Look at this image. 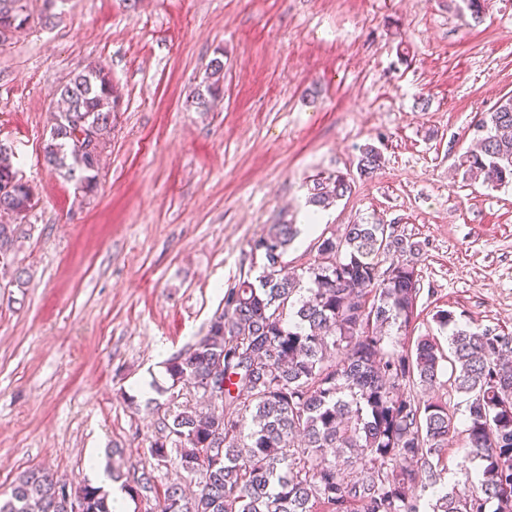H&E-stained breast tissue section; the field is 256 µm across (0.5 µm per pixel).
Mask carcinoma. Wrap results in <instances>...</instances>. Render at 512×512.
<instances>
[{"label": "carcinoma", "mask_w": 512, "mask_h": 512, "mask_svg": "<svg viewBox=\"0 0 512 512\" xmlns=\"http://www.w3.org/2000/svg\"><path fill=\"white\" fill-rule=\"evenodd\" d=\"M66 0H42L49 26ZM489 0H450L449 7L479 21ZM32 19L29 0H0V46ZM224 63L207 66L195 108L208 110L223 91ZM62 110L42 147L47 167L76 183L82 196L97 191L100 157L79 147L94 132L107 149L117 95L112 74L92 66L59 89ZM476 131L480 146L464 155L463 179L499 188L512 185V96L501 98ZM15 152L0 145V270L13 269L16 246L28 235L35 206L18 176ZM372 145L357 170L372 177L381 167ZM352 191L343 175L316 179L310 205L325 208ZM294 224L272 225L255 239L262 274L238 280L224 294L204 336L167 361V414L159 419L151 454L159 462L176 449L180 465L200 475L191 497L174 483L157 512H512V333L479 325L460 328L454 312L434 321L448 328L449 352L435 338L410 346L384 335L416 321L420 244L385 224H346L341 234L315 242L313 263L291 275L283 256L296 239ZM390 261L388 267L383 262ZM451 364L443 382L442 361ZM444 386L468 396L467 455L483 463L482 479L464 490L423 492L442 481L443 455L454 430L447 399L416 398L409 386ZM190 386L206 403L178 402ZM65 482L32 469L14 482L0 512H67ZM83 512H112L100 489H82Z\"/></svg>", "instance_id": "obj_1"}]
</instances>
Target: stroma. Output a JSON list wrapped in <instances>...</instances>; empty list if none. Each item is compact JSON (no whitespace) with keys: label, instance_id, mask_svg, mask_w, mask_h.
Returning <instances> with one entry per match:
<instances>
[{"label":"stroma","instance_id":"1","mask_svg":"<svg viewBox=\"0 0 512 512\" xmlns=\"http://www.w3.org/2000/svg\"><path fill=\"white\" fill-rule=\"evenodd\" d=\"M224 91L192 97L211 59ZM112 71L119 102L98 192L47 169L58 87L88 65ZM512 95V0L481 22L448 0H66L47 29L0 47V143L36 205L0 277V494L32 468L91 485L89 454L119 470L131 512H156L193 477L157 464L149 406L165 364L207 330L224 292L259 275L250 245L270 225L302 224L315 178L350 195L320 210L283 257L312 263L319 234L392 224L421 244L419 316L410 338L445 342L433 316L512 333V187L463 180L475 125ZM384 164L357 171L364 145ZM455 430L445 486L473 471L466 399L449 393ZM150 471L155 490L138 493Z\"/></svg>","mask_w":512,"mask_h":512}]
</instances>
